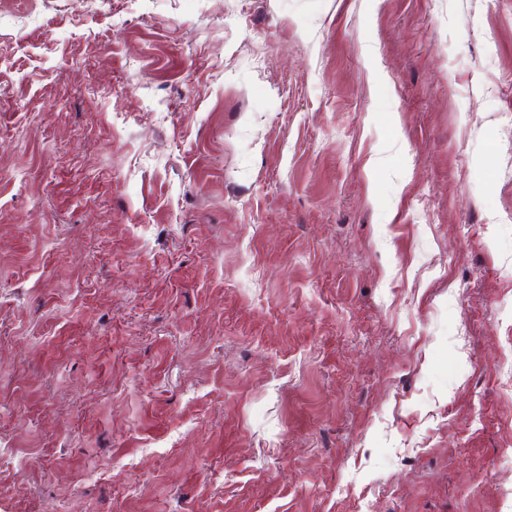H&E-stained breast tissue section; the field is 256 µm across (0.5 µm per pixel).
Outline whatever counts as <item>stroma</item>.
<instances>
[{
	"label": "stroma",
	"instance_id": "1",
	"mask_svg": "<svg viewBox=\"0 0 512 512\" xmlns=\"http://www.w3.org/2000/svg\"><path fill=\"white\" fill-rule=\"evenodd\" d=\"M0 512H512V0H0Z\"/></svg>",
	"mask_w": 512,
	"mask_h": 512
}]
</instances>
